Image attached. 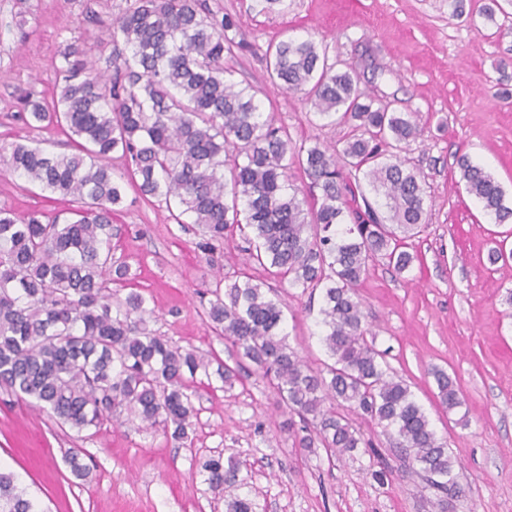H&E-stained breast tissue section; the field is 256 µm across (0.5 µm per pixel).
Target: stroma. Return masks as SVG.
<instances>
[{
	"label": "stroma",
	"instance_id": "obj_1",
	"mask_svg": "<svg viewBox=\"0 0 512 512\" xmlns=\"http://www.w3.org/2000/svg\"><path fill=\"white\" fill-rule=\"evenodd\" d=\"M235 22L238 41L227 61L232 79L250 83L265 113L299 146L345 139L350 126L318 120L303 94L270 83L266 51L283 38L313 39L329 62L352 66L361 89L393 112L417 113L423 128L404 155L425 179L428 215L407 241L416 256L395 275L376 262L357 293L366 338L410 386L438 437L447 443L463 490L448 512H512V266L493 265L498 243L512 249V226L495 224L468 195L455 165L467 154L490 173L512 204V0L503 15L481 16L485 0H465L453 16L448 0H203ZM130 0H0V155L16 143L71 152L55 129L23 119L26 99L51 102L61 49L79 43L107 58L101 43ZM78 203L43 190L0 165V207L24 217L66 213ZM112 254L131 279L110 283L113 297L142 294L157 335L185 349L230 360L207 316L218 273L242 268L240 236L209 253L197 226L176 223L165 203L127 188L112 214ZM288 343L312 367L330 364L321 341L320 299L276 284ZM455 377L464 403L446 410L434 370ZM198 418L189 444L128 423L76 432L0 390V467L44 512H226L200 469L205 459L233 457L247 473L263 512H434L433 489L404 473L393 438L359 419L372 449L336 462L301 455L283 428L285 414L257 376L224 388L199 385ZM81 451L87 478L72 475L69 449Z\"/></svg>",
	"mask_w": 512,
	"mask_h": 512
}]
</instances>
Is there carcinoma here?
I'll list each match as a JSON object with an SVG mask.
<instances>
[{
    "mask_svg": "<svg viewBox=\"0 0 512 512\" xmlns=\"http://www.w3.org/2000/svg\"><path fill=\"white\" fill-rule=\"evenodd\" d=\"M232 17L201 0H133L113 21L105 67L77 43L61 51L58 98L31 104L28 125L58 126L76 144L48 153L16 143L0 158L9 171L82 204L74 218H25L0 208V387L81 432L117 409L178 443L193 433L197 375L224 385L245 363L266 382L288 419L295 447L325 451L328 462L369 445L347 406L395 433L408 470L453 498L461 493L455 461L410 387L392 375L367 343L357 288L370 266L388 260L398 274L415 256L400 249L425 223L424 179L401 156L420 137L413 113L390 112L361 90L349 69L328 63L315 41L270 47L267 74L302 93L316 115L351 127L343 144L295 148L285 129L264 115L253 87L226 77L225 59L238 46ZM119 152L125 171L106 164ZM467 193L497 224L512 222V205L495 178L455 157ZM301 170L312 197L298 198L290 173ZM366 181L378 200L370 203ZM133 184L165 202L171 216L203 228L214 249L237 227L244 264L302 292L321 290L322 341L334 363L310 367L287 343L275 290L247 273L219 275L207 315L235 351L233 364L171 344L148 328L154 311L138 292L112 299L108 283L126 280L129 266L112 260V208ZM366 218H361V215ZM438 397L462 405L458 383L434 371ZM210 488L229 492L227 512H259L237 462L203 464ZM0 512H44L26 497L11 471L0 469Z\"/></svg>",
    "mask_w": 512,
    "mask_h": 512,
    "instance_id": "1",
    "label": "carcinoma"
}]
</instances>
